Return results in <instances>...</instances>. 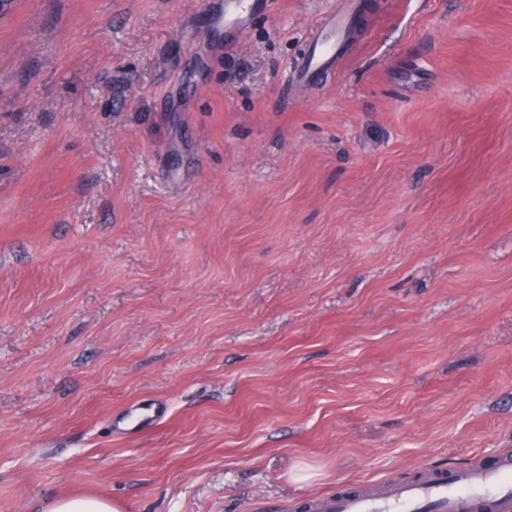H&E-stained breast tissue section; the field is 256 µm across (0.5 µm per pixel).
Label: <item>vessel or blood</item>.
<instances>
[{"mask_svg": "<svg viewBox=\"0 0 512 512\" xmlns=\"http://www.w3.org/2000/svg\"><path fill=\"white\" fill-rule=\"evenodd\" d=\"M251 0H225L224 26L236 40L247 34ZM354 0L345 11L322 16L310 29L301 58L292 67L296 85L306 87L334 69L350 38ZM512 512V454H500L478 465L425 470L417 477L385 483L381 490H339L313 508L315 512Z\"/></svg>", "mask_w": 512, "mask_h": 512, "instance_id": "1", "label": "vessel or blood"}]
</instances>
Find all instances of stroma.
<instances>
[{
  "label": "stroma",
  "instance_id": "obj_1",
  "mask_svg": "<svg viewBox=\"0 0 512 512\" xmlns=\"http://www.w3.org/2000/svg\"><path fill=\"white\" fill-rule=\"evenodd\" d=\"M13 0L0 512H298L512 451V0ZM251 1L258 0H225L224 27L235 35V42L243 40L247 34V14L254 8ZM347 1L345 11L322 16L310 29L302 57L292 67L296 85L310 86L322 74L336 68L341 50L351 36L356 12V0ZM42 512H121L120 507L109 501L86 495L56 499L47 504Z\"/></svg>",
  "mask_w": 512,
  "mask_h": 512
}]
</instances>
